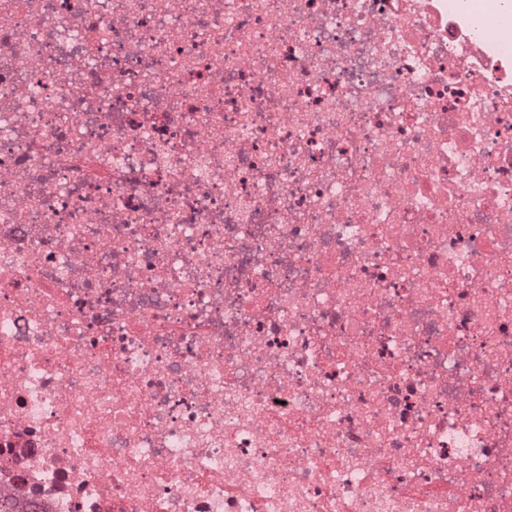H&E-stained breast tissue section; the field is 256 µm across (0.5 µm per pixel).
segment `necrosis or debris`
<instances>
[{
  "label": "necrosis or debris",
  "instance_id": "1",
  "mask_svg": "<svg viewBox=\"0 0 512 512\" xmlns=\"http://www.w3.org/2000/svg\"><path fill=\"white\" fill-rule=\"evenodd\" d=\"M0 512H512V5L0 0Z\"/></svg>",
  "mask_w": 512,
  "mask_h": 512
}]
</instances>
